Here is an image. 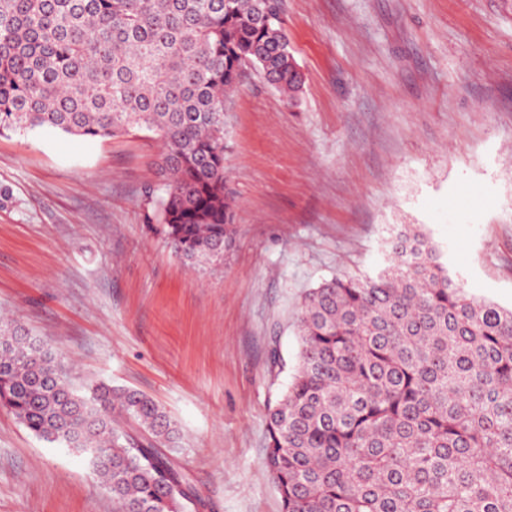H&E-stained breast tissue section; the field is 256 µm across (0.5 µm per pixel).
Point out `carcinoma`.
<instances>
[{
    "instance_id": "carcinoma-1",
    "label": "carcinoma",
    "mask_w": 512,
    "mask_h": 512,
    "mask_svg": "<svg viewBox=\"0 0 512 512\" xmlns=\"http://www.w3.org/2000/svg\"><path fill=\"white\" fill-rule=\"evenodd\" d=\"M303 86L279 0H0V135L162 144L147 191L176 256L234 238L224 112L246 70ZM390 265L308 289L291 383L269 408L264 465L282 512H512V308L468 294L431 239L397 232ZM0 408L90 455L113 512H203L164 452L178 433L144 393L79 394L61 360L0 320Z\"/></svg>"
}]
</instances>
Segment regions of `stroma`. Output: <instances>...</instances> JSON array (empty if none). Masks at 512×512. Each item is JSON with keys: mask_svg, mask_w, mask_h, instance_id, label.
<instances>
[{"mask_svg": "<svg viewBox=\"0 0 512 512\" xmlns=\"http://www.w3.org/2000/svg\"><path fill=\"white\" fill-rule=\"evenodd\" d=\"M303 90L247 74L224 114L237 244L188 267L159 232L161 143L0 136V317L82 390L141 391L207 512H281L268 406L307 289L384 268L403 226L466 291L512 307V0H283ZM0 512H113L86 456L0 410Z\"/></svg>", "mask_w": 512, "mask_h": 512, "instance_id": "1", "label": "stroma"}]
</instances>
